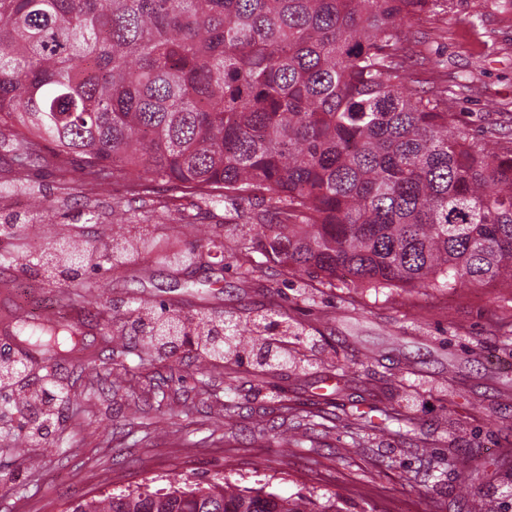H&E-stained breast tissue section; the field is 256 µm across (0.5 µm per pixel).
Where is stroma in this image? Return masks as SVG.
I'll use <instances>...</instances> for the list:
<instances>
[{
	"mask_svg": "<svg viewBox=\"0 0 512 512\" xmlns=\"http://www.w3.org/2000/svg\"><path fill=\"white\" fill-rule=\"evenodd\" d=\"M398 31L415 78L469 83L456 109L470 132L512 136V0H449ZM27 176L50 209L0 196V216L20 226L0 236V365L22 366L0 382V512H66L92 496L218 478L306 497L315 512L330 501L341 512L512 504V288H329L264 260L246 270L204 242L253 223L254 201L201 213L184 196L123 222L127 178L90 189L51 167ZM117 231L198 248L199 259L179 278L153 253L122 270L101 260L74 283L38 262L58 237L100 250ZM145 307L285 316L305 359L208 364L193 347L161 358L145 337L111 341ZM18 311L36 326L78 322L92 361L47 359L10 323ZM393 412L414 430H381Z\"/></svg>",
	"mask_w": 512,
	"mask_h": 512,
	"instance_id": "35a3bbf8",
	"label": "stroma"
}]
</instances>
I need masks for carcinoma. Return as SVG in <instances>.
I'll list each match as a JSON object with an SVG mask.
<instances>
[{
    "instance_id": "cac0c4a2",
    "label": "carcinoma",
    "mask_w": 512,
    "mask_h": 512,
    "mask_svg": "<svg viewBox=\"0 0 512 512\" xmlns=\"http://www.w3.org/2000/svg\"><path fill=\"white\" fill-rule=\"evenodd\" d=\"M441 0H0V142L15 189L44 199L26 169L85 186L134 172L196 207L259 200L251 246L207 245L253 265L258 252L328 286L512 288V141L478 137L458 90L418 91L398 19ZM150 248L112 238V267ZM97 251L60 238L42 257L76 279ZM165 357L294 358L288 320L151 312L136 317ZM67 512H311L264 488L175 480L165 492L91 498Z\"/></svg>"
}]
</instances>
